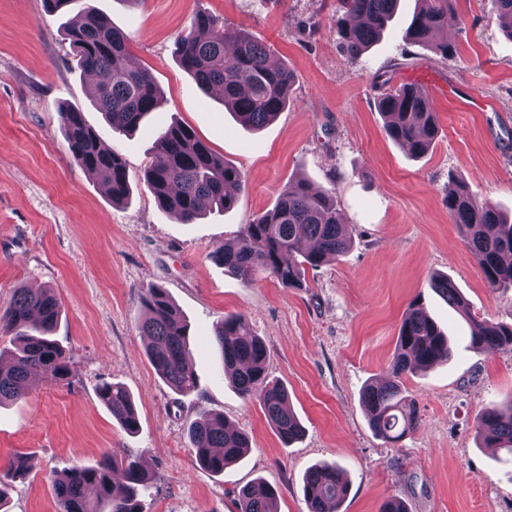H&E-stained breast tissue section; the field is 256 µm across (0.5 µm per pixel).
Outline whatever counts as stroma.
Segmentation results:
<instances>
[{
    "label": "stroma",
    "mask_w": 512,
    "mask_h": 512,
    "mask_svg": "<svg viewBox=\"0 0 512 512\" xmlns=\"http://www.w3.org/2000/svg\"><path fill=\"white\" fill-rule=\"evenodd\" d=\"M92 4L119 29L133 60L164 101L131 134L113 131L77 69L65 17ZM337 0H71L66 14L43 0H0V309L17 289L56 288L54 333L71 360L69 382L34 376L23 399L0 405V466L24 454L0 512H58L51 485L103 455L133 458L153 476L143 512H238L255 478L279 491L280 512H308L303 476L338 462L349 482L339 512H380L389 497L408 512H512V454L476 445L475 417L512 397V354L473 349L463 317L432 288L448 275L472 316L512 323V288H488L446 206L449 181L512 216V38L494 0H455L448 13L454 57L404 38L417 6L396 18L358 62H349L330 21ZM204 9L247 30L296 75L288 109L258 130L240 126L216 92L178 64L176 37ZM423 86L439 134L422 158L386 135L375 100L386 89ZM82 111L102 144L124 160L132 194L113 203L73 160L60 107ZM177 121L245 175L238 204L185 224L164 212L143 183L154 143ZM334 189L350 251L307 270L306 285L269 277L254 284L214 263L212 250L271 209L289 182ZM165 289L189 330L194 393L157 375L140 336V293ZM418 302L447 332L446 365L404 384L421 421L402 441L372 431L363 388L385 374L402 317ZM243 315L268 351V373L288 389L303 436L283 445L258 403L224 378L214 330ZM130 391L139 430L130 433L98 399L102 382ZM244 430L251 449L217 475L201 468L187 438L200 410Z\"/></svg>",
    "instance_id": "1"
}]
</instances>
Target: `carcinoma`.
Wrapping results in <instances>:
<instances>
[{"label":"carcinoma","instance_id":"1","mask_svg":"<svg viewBox=\"0 0 512 512\" xmlns=\"http://www.w3.org/2000/svg\"><path fill=\"white\" fill-rule=\"evenodd\" d=\"M400 0H338L336 26L343 48L358 60L393 21ZM406 29L410 43L446 59L456 48L443 37L448 29L452 0H418ZM496 20L512 38V0H496ZM76 67L100 74L102 82L93 95L95 108L115 130L130 131L152 112L162 109L161 97L150 72L137 65L123 34L93 6L86 7L65 28ZM175 57L204 90L222 92L224 108L245 126L261 128L277 118L292 101L294 73L285 63L274 64L267 47L242 29L229 28L224 20L198 10L187 31L175 43ZM385 132L413 157L429 152L439 133L427 91L404 84L377 97ZM69 150L83 169L99 175L112 203L130 194L126 166L116 153L102 147L83 113L59 112ZM144 184L160 207L176 219L191 223L205 207L233 208L245 185L243 172L215 155L188 126L171 123L157 138L155 154L144 172ZM448 214L465 230V243L492 289L512 287V222H507L490 202L477 200L460 182L448 189ZM352 245L347 225L336 211L333 192L314 191L307 183L288 184L274 207L243 225L237 238L216 247L211 259L252 284L262 275L287 288H301L307 269H315L343 255ZM434 289L469 322L470 341L480 351L512 354V324L469 315L454 282L445 275L433 277ZM144 315L139 334L151 340L147 355L155 371L173 390L189 395L197 382L189 364L188 326L166 291L158 287L141 292ZM61 305L54 289L36 292L19 289L0 314V333L12 336L9 359L0 360V403L29 394V377L39 371L53 382L69 380L70 357L52 338ZM224 377L248 401L262 407L283 444L302 433L285 386L269 378L267 349L254 336L246 319L224 317L215 331ZM448 336L418 304L406 312L396 348L383 382H370L362 393L369 423L376 435L398 441L419 426V411L407 394L404 378L418 370L448 362ZM98 397L112 417L128 432L139 430L131 394L120 383L105 382ZM482 448L512 452V402L493 405L475 420ZM195 459L205 469L221 474L250 450L248 436L224 420V415L201 410L188 426ZM125 483H113L116 468ZM26 470V459L9 460L0 478V503L7 493V478ZM151 477L140 463L105 455L93 467L73 466L53 480L52 489L61 512H142L141 492ZM349 491L340 465L323 463L308 471L303 494L308 512H337ZM240 512H279L278 491L262 479L239 492Z\"/></svg>","mask_w":512,"mask_h":512}]
</instances>
